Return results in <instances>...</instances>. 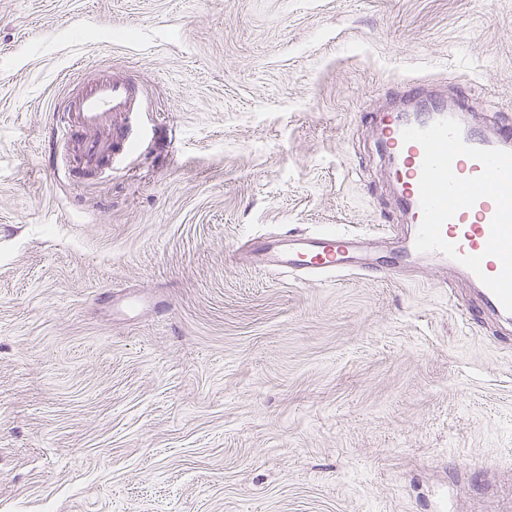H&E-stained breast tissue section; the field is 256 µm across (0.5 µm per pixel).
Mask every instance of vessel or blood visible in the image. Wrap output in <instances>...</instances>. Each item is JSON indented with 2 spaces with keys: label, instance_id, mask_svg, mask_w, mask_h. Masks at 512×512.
I'll return each instance as SVG.
<instances>
[{
  "label": "vessel or blood",
  "instance_id": "1",
  "mask_svg": "<svg viewBox=\"0 0 512 512\" xmlns=\"http://www.w3.org/2000/svg\"><path fill=\"white\" fill-rule=\"evenodd\" d=\"M434 117L383 116L381 148L393 164L398 204L408 232L341 234L309 231L242 241L237 254L260 267L312 280L367 275L379 251H394L400 267L427 255L475 287L484 320H512V128L473 120L461 126L468 102L438 99ZM142 104L122 74L88 80L64 109L57 141L71 145L64 166L92 172L133 152L128 132Z\"/></svg>",
  "mask_w": 512,
  "mask_h": 512
}]
</instances>
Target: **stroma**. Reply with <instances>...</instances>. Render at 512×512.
I'll list each match as a JSON object with an SVG mask.
<instances>
[{
  "label": "stroma",
  "instance_id": "obj_1",
  "mask_svg": "<svg viewBox=\"0 0 512 512\" xmlns=\"http://www.w3.org/2000/svg\"><path fill=\"white\" fill-rule=\"evenodd\" d=\"M127 74L140 157L57 108ZM512 123V0H0V512H512V337L464 279L283 278L270 232L402 225L405 81Z\"/></svg>",
  "mask_w": 512,
  "mask_h": 512
}]
</instances>
